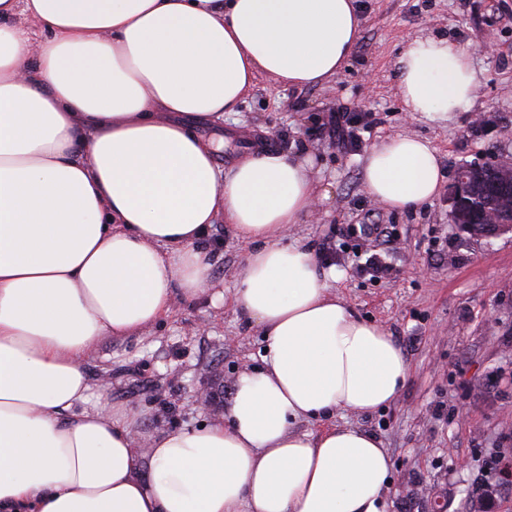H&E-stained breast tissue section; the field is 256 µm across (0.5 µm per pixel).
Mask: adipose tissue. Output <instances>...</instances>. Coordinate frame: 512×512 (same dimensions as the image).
Segmentation results:
<instances>
[{"label": "adipose tissue", "mask_w": 512, "mask_h": 512, "mask_svg": "<svg viewBox=\"0 0 512 512\" xmlns=\"http://www.w3.org/2000/svg\"><path fill=\"white\" fill-rule=\"evenodd\" d=\"M18 14L47 30L39 47ZM362 25L356 0H0V512H386L380 438L292 430L383 408L408 373L393 336L331 292L335 269L285 234L330 192L279 151L221 168L220 141L195 128L259 76L336 77ZM397 69L408 112L450 121L474 103L461 43L409 38ZM362 181L411 209L445 172L428 139L397 135L367 150ZM220 218L246 246L234 304L261 365L223 418L138 451V412L86 361L207 290L199 241Z\"/></svg>", "instance_id": "1"}]
</instances>
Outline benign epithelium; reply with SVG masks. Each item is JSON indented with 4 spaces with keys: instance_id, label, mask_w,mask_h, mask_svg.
Wrapping results in <instances>:
<instances>
[{
    "instance_id": "1",
    "label": "benign epithelium",
    "mask_w": 512,
    "mask_h": 512,
    "mask_svg": "<svg viewBox=\"0 0 512 512\" xmlns=\"http://www.w3.org/2000/svg\"><path fill=\"white\" fill-rule=\"evenodd\" d=\"M453 224L471 235L512 233V161L479 164L461 170L448 193Z\"/></svg>"
}]
</instances>
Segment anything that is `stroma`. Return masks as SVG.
I'll return each mask as SVG.
<instances>
[{
    "mask_svg": "<svg viewBox=\"0 0 512 512\" xmlns=\"http://www.w3.org/2000/svg\"><path fill=\"white\" fill-rule=\"evenodd\" d=\"M363 18L349 66L321 84L285 89L259 76L245 102L223 120L202 123L206 139L228 132L218 154L242 157L243 136L313 160V177L331 199L289 238L321 251L345 224H389L390 242L376 246L390 271L357 273L352 252L332 255L330 288L356 316L384 326L402 349L408 377L398 399L374 413L341 412L297 422L318 434L331 425L377 435L393 464L388 512H512V234L476 237L448 217V194L397 211L370 197L360 158L398 134L431 141L454 180L459 167L512 157V0H357ZM414 35H443L464 44L482 73L475 111L453 122L405 112L395 59ZM364 117L357 150L339 147L325 123L336 109ZM203 243L219 258L212 291L176 300L170 313L140 336L106 339L92 356V380L107 379L113 403L138 409L141 438L164 428L220 418L235 378L260 366L263 338L235 306L245 246L231 225L213 224ZM209 388L211 404L198 401Z\"/></svg>",
    "mask_w": 512,
    "mask_h": 512,
    "instance_id": "stroma-1",
    "label": "stroma"
}]
</instances>
